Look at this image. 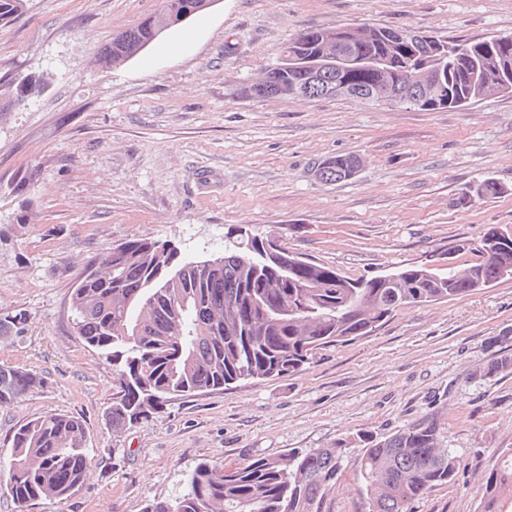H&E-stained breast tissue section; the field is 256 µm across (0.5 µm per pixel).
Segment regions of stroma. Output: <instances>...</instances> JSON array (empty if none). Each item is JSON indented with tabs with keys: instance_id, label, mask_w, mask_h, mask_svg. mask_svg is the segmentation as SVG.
Here are the masks:
<instances>
[{
	"instance_id": "obj_1",
	"label": "stroma",
	"mask_w": 512,
	"mask_h": 512,
	"mask_svg": "<svg viewBox=\"0 0 512 512\" xmlns=\"http://www.w3.org/2000/svg\"><path fill=\"white\" fill-rule=\"evenodd\" d=\"M160 3L26 0L0 24V77L41 82L0 114V313L27 315L20 334L0 340V365L43 380L0 405V460L20 423L47 413L81 417L91 455L71 497L23 509L0 474V512H145L174 499L199 463L282 459L341 440L348 465L323 512H365L358 433L426 418L444 424L461 470L411 512H479L485 471L512 448V373L477 377L496 353L490 337L512 327V281L401 309L371 335L317 350L302 371L178 398L121 430L107 416L118 376L75 335L70 296L91 259L131 238L203 261L242 228L368 279L447 264L456 242L512 228V192L457 203L487 177L512 189V96L422 111L237 93L303 30L478 40L512 35V0H217L126 64H97ZM337 154L359 157V171L322 181L319 165ZM20 169L33 174L22 195L11 186Z\"/></svg>"
}]
</instances>
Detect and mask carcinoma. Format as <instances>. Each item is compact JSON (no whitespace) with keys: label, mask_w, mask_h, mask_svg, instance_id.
I'll return each instance as SVG.
<instances>
[{"label":"carcinoma","mask_w":512,"mask_h":512,"mask_svg":"<svg viewBox=\"0 0 512 512\" xmlns=\"http://www.w3.org/2000/svg\"><path fill=\"white\" fill-rule=\"evenodd\" d=\"M25 0H0V24L13 21ZM328 27L307 29L281 47L288 57L319 51ZM371 27L360 47L366 54L392 53L393 73L409 78L423 65L448 75V94L432 101L418 92L420 110L460 108L483 98L512 93L488 79L512 70V36L486 41H454L409 31ZM161 36L150 18L112 39L100 54L105 68L125 64ZM376 78L369 72L349 77L356 98L371 104ZM39 81H22L0 92V112L35 92ZM245 98L299 97L298 73L272 67L265 77L239 88ZM353 155L332 156L320 164L325 182L348 180L359 171ZM509 188L493 178L468 187L464 206L476 199L498 197ZM491 226L479 243H460L457 255L472 253L455 267L425 274V266L392 271L394 278L353 279L335 267L301 259L288 279L275 266L256 270L253 251L265 238L254 234L224 248L213 260L187 261L177 247L148 238L129 239L92 259L72 291L73 329L116 367L120 391L109 408L112 428L123 429L148 419L166 403L189 393L222 389L238 381L269 378L300 370L324 347L351 342L381 327L396 310L472 292L473 280L492 286L512 280V241L486 244ZM469 269L473 278L457 276ZM26 313H0V338L21 332ZM512 373V355L495 357L479 378ZM37 374L0 366V404L19 402L42 387ZM358 459L362 494L368 512H408L429 490L456 481L461 462L446 444L434 420L409 425L386 436L361 433ZM87 428L75 415L49 413L29 420L12 435L4 469L7 489L19 507L43 498L64 500L84 483L90 458ZM346 468L345 444L296 453L286 460L265 458L234 466L201 463L191 473L184 493L171 502H156L147 512H322L327 490ZM480 512H504L503 497L512 502V450L484 475Z\"/></svg>","instance_id":"carcinoma-1"}]
</instances>
